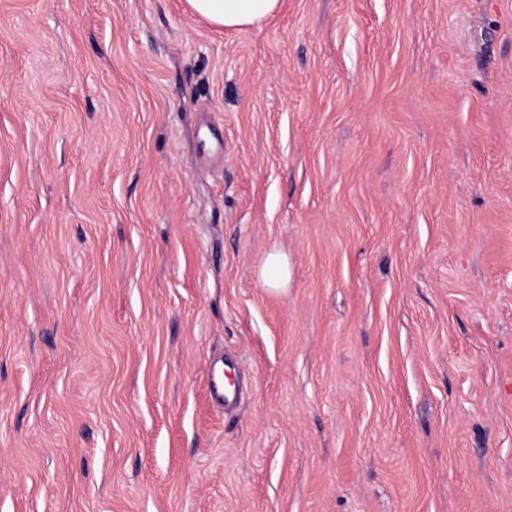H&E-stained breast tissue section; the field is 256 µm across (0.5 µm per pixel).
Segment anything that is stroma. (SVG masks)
Listing matches in <instances>:
<instances>
[{"mask_svg":"<svg viewBox=\"0 0 512 512\" xmlns=\"http://www.w3.org/2000/svg\"><path fill=\"white\" fill-rule=\"evenodd\" d=\"M282 2L0 0V512H512V0ZM190 10L228 29L259 27L279 9L281 0H186ZM264 282L274 291H285L288 284V263L286 258L278 252L268 255L263 268Z\"/></svg>","mask_w":512,"mask_h":512,"instance_id":"1","label":"stroma"}]
</instances>
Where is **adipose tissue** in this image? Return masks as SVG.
Listing matches in <instances>:
<instances>
[{"label": "adipose tissue", "instance_id": "obj_1", "mask_svg": "<svg viewBox=\"0 0 512 512\" xmlns=\"http://www.w3.org/2000/svg\"><path fill=\"white\" fill-rule=\"evenodd\" d=\"M190 10L228 29L257 27L273 16L281 0H186Z\"/></svg>", "mask_w": 512, "mask_h": 512}]
</instances>
